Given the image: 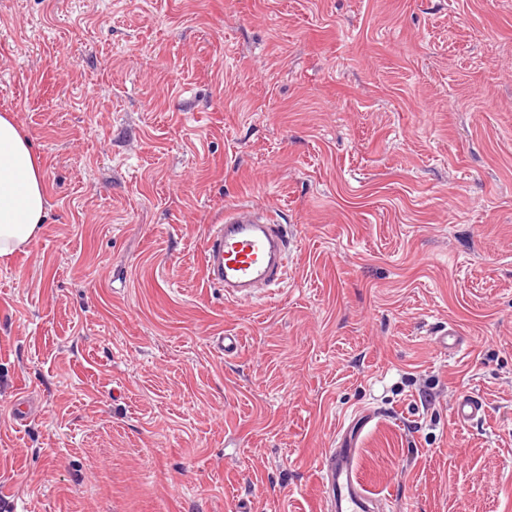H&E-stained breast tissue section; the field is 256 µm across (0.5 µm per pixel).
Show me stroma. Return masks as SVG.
<instances>
[{
	"instance_id": "1",
	"label": "stroma",
	"mask_w": 512,
	"mask_h": 512,
	"mask_svg": "<svg viewBox=\"0 0 512 512\" xmlns=\"http://www.w3.org/2000/svg\"><path fill=\"white\" fill-rule=\"evenodd\" d=\"M3 111L47 218L0 264V512H321L362 413L388 512H512V0H0ZM236 204L295 247L273 302L205 278ZM484 413L485 406L480 398H476L467 394H461L454 400V420L461 425L478 421Z\"/></svg>"
}]
</instances>
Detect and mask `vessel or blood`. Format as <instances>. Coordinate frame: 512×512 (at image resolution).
I'll list each match as a JSON object with an SVG mask.
<instances>
[{
  "mask_svg": "<svg viewBox=\"0 0 512 512\" xmlns=\"http://www.w3.org/2000/svg\"><path fill=\"white\" fill-rule=\"evenodd\" d=\"M289 241L266 208L251 204L228 207L204 239L202 261L211 285L223 288L227 300L249 301L269 296L288 269ZM485 412L481 399L455 398L453 416L465 425ZM357 434L343 432L336 447L325 449L316 468L323 483L324 512H378L381 501L360 482Z\"/></svg>",
  "mask_w": 512,
  "mask_h": 512,
  "instance_id": "vessel-or-blood-1",
  "label": "vessel or blood"
}]
</instances>
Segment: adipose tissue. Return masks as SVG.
<instances>
[{
	"instance_id": "obj_1",
	"label": "adipose tissue",
	"mask_w": 512,
	"mask_h": 512,
	"mask_svg": "<svg viewBox=\"0 0 512 512\" xmlns=\"http://www.w3.org/2000/svg\"><path fill=\"white\" fill-rule=\"evenodd\" d=\"M46 218V171L29 136L0 114V260L25 250Z\"/></svg>"
}]
</instances>
